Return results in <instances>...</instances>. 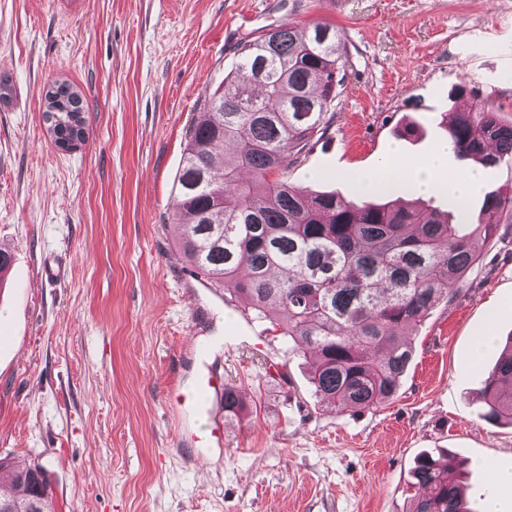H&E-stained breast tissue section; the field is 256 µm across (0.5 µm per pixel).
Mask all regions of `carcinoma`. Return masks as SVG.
<instances>
[{
	"instance_id": "1",
	"label": "carcinoma",
	"mask_w": 512,
	"mask_h": 512,
	"mask_svg": "<svg viewBox=\"0 0 512 512\" xmlns=\"http://www.w3.org/2000/svg\"><path fill=\"white\" fill-rule=\"evenodd\" d=\"M328 22L269 28L237 47L235 68L206 97L177 174L175 223L196 277L278 327L308 363L314 394L347 409L391 401L413 348L404 331L459 296L483 243L512 233V186L488 193L478 222H452L398 200L345 201L288 181L312 138L328 130L346 63ZM57 143H85L82 96L70 83L45 93ZM448 146L486 166L512 162V122L489 108L446 114ZM483 417L512 425V340L484 383ZM454 459L421 455L409 512H472ZM0 512H56L40 465L0 457Z\"/></svg>"
}]
</instances>
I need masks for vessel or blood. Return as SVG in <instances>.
I'll return each mask as SVG.
<instances>
[{"mask_svg": "<svg viewBox=\"0 0 512 512\" xmlns=\"http://www.w3.org/2000/svg\"><path fill=\"white\" fill-rule=\"evenodd\" d=\"M224 378L211 370L207 361H200L192 383L176 398V415L179 422L207 417L204 428L182 433L180 440L195 448L197 454L224 444V424L214 418L213 406L224 393Z\"/></svg>", "mask_w": 512, "mask_h": 512, "instance_id": "vessel-or-blood-1", "label": "vessel or blood"}]
</instances>
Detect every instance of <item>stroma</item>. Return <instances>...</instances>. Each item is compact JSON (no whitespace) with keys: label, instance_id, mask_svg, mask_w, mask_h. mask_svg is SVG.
Masks as SVG:
<instances>
[{"label":"stroma","instance_id":"obj_1","mask_svg":"<svg viewBox=\"0 0 512 512\" xmlns=\"http://www.w3.org/2000/svg\"><path fill=\"white\" fill-rule=\"evenodd\" d=\"M342 34L332 123L288 171L353 200L336 170L368 172L392 146L425 156L442 119L482 104L512 121V0H0V456L42 465L56 512H408L416 458L462 462L474 512L512 508V427L482 418L483 379L512 338V242L491 238L462 294L407 339L390 402L336 410L269 322L190 272L175 177L235 45L269 25ZM83 98L88 138L47 134L44 92ZM463 97H453L457 87ZM416 133L400 137L405 126ZM66 263L42 282L46 260ZM495 318L490 346L474 336ZM243 396L224 445L178 447L173 398L195 351Z\"/></svg>","mask_w":512,"mask_h":512}]
</instances>
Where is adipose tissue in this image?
<instances>
[{"label":"adipose tissue","instance_id":"obj_1","mask_svg":"<svg viewBox=\"0 0 512 512\" xmlns=\"http://www.w3.org/2000/svg\"><path fill=\"white\" fill-rule=\"evenodd\" d=\"M448 158L447 145L438 146L425 159L404 160L399 152H391L389 157L375 171L356 175L355 184L362 195L384 189L394 179H402L409 189L418 195L446 193L452 195L459 205H466L468 198L480 185L478 171L449 174L443 164Z\"/></svg>","mask_w":512,"mask_h":512}]
</instances>
